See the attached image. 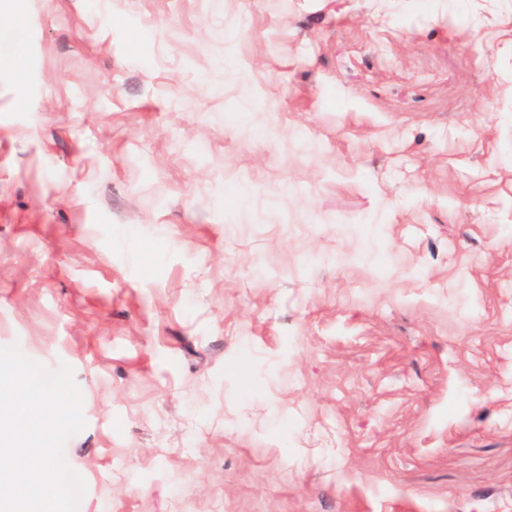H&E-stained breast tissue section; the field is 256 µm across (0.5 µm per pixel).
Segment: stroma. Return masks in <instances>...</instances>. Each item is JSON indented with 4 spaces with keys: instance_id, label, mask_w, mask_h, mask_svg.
Segmentation results:
<instances>
[{
    "instance_id": "35a3bbf8",
    "label": "stroma",
    "mask_w": 512,
    "mask_h": 512,
    "mask_svg": "<svg viewBox=\"0 0 512 512\" xmlns=\"http://www.w3.org/2000/svg\"><path fill=\"white\" fill-rule=\"evenodd\" d=\"M12 344L78 512H512V0H0Z\"/></svg>"
}]
</instances>
